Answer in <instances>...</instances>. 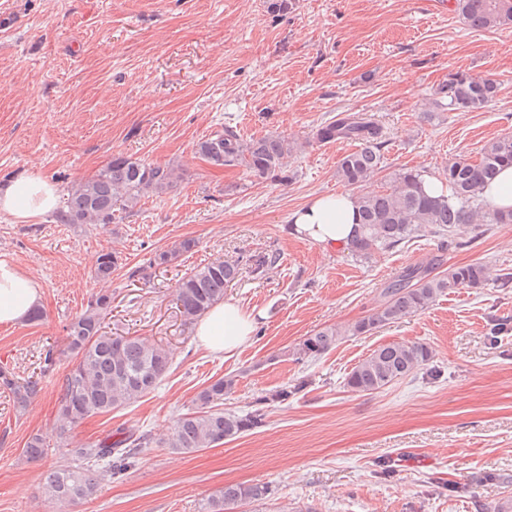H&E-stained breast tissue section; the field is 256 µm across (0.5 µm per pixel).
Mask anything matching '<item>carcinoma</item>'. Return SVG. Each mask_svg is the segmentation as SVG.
<instances>
[{"label": "carcinoma", "mask_w": 512, "mask_h": 512, "mask_svg": "<svg viewBox=\"0 0 512 512\" xmlns=\"http://www.w3.org/2000/svg\"><path fill=\"white\" fill-rule=\"evenodd\" d=\"M458 9L468 25L477 30L512 25V0H458ZM498 93L491 79L458 76L448 82V106L479 110ZM383 133L378 121L361 114L331 121L316 131L321 142L347 140L356 148L346 154L336 169L338 178L357 187L381 169ZM291 148L279 136L243 139L225 127L196 144V153L218 167L243 166L259 177L278 175L283 159ZM512 164V136L491 140L475 161L459 158L443 170L450 195L433 196L426 192L422 175L400 170L390 178L389 186L375 192L357 194L361 236L350 251L364 259L378 251L391 249L428 227L445 236L457 224H472L481 219L488 224H512V211L482 210L480 191L494 179L503 164ZM178 181L174 168L140 163L123 155L112 157L95 176L69 190L66 209L58 219L62 224H109L115 209L132 211L149 193H162ZM197 247L196 240L185 238L166 251L159 252L149 264L171 265ZM121 257L112 250L103 251L94 270L95 280L107 285L120 267ZM440 261L410 266L384 288V301L366 318L346 330L325 327L305 337L297 349L299 359L316 360L346 336H360L376 328L426 309L438 296L457 288H479L487 280V268L469 264L440 271ZM240 276L235 262L217 258L185 273L175 289L179 312L191 323L224 300V288ZM112 311V293L102 288L87 307L67 326L63 349L46 350L42 370L19 379L0 370V388L9 393L16 412L25 411L40 393L43 380L57 364L71 362L62 383L58 402L59 445H68V433L84 419L122 409L149 394L169 371L172 359L159 345L136 336H113L106 331L105 318ZM430 347L423 343L396 342L379 347L356 365L347 379L355 392H373L402 380L429 365ZM236 385L233 376L220 377L195 398V410L178 417L166 445L180 454H192L232 440L257 427L265 418L266 401L285 402L288 389L263 397L255 409L239 415L223 408L224 394ZM146 433L124 428L109 433L89 447L73 448L68 457L50 469L43 478L44 494L61 505H76L94 497L102 481L122 476L134 459L151 447ZM51 452L41 435H32L24 448L30 461ZM271 495L264 482L227 484L220 495L202 504V512H234L243 504L262 503Z\"/></svg>", "instance_id": "1"}]
</instances>
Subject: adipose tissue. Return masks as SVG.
<instances>
[{
    "label": "adipose tissue",
    "instance_id": "1",
    "mask_svg": "<svg viewBox=\"0 0 512 512\" xmlns=\"http://www.w3.org/2000/svg\"><path fill=\"white\" fill-rule=\"evenodd\" d=\"M59 187L37 172L0 184V217L16 224H34L56 210ZM357 207L353 194L317 195L288 217V233L312 241L322 252L346 250L357 236ZM42 299L37 277L0 261V325L14 326L29 319ZM255 318L231 300L215 305L200 320L196 336L214 354H233L247 345L255 331Z\"/></svg>",
    "mask_w": 512,
    "mask_h": 512
}]
</instances>
